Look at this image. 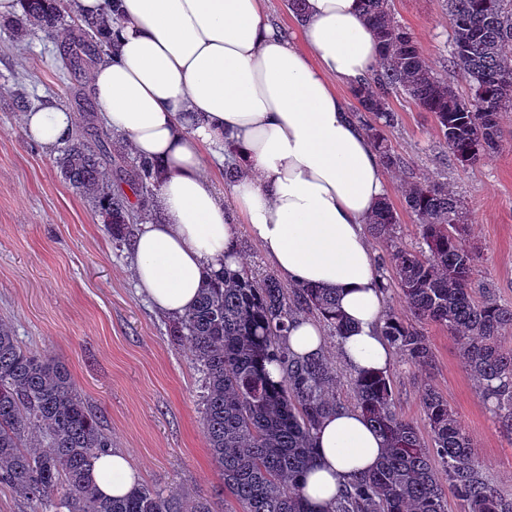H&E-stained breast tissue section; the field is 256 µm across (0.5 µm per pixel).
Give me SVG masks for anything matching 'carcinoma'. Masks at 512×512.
Wrapping results in <instances>:
<instances>
[{
	"label": "carcinoma",
	"mask_w": 512,
	"mask_h": 512,
	"mask_svg": "<svg viewBox=\"0 0 512 512\" xmlns=\"http://www.w3.org/2000/svg\"><path fill=\"white\" fill-rule=\"evenodd\" d=\"M364 18L381 50L378 67L351 91L358 122L372 140L382 166L404 172L408 161L388 143L385 131L398 125L389 100L404 94L429 112L448 152L469 165L499 146V115L512 110V0H447L451 41L444 70L464 80L463 98L429 63L416 37L395 17L389 0H362ZM27 20L55 37L64 15L56 0H23ZM99 22L81 24L82 39L62 50L63 68L75 72L99 54ZM104 144L84 134L64 149L59 164L76 189L98 199L112 237L128 240L136 220L126 197L106 191ZM130 188L137 197L152 193L153 174L137 161ZM405 204L420 228V243L407 247L399 217L383 198L369 222L387 243L385 266L411 314L391 312L382 332L405 361L421 367L433 353L423 325L439 324L460 343L463 364L498 426L512 433V351L499 335L512 326V306L483 289L473 296L475 258L467 243L466 207L435 180H413ZM315 314L330 336L341 339L346 322L336 293L286 286L273 274L250 268L231 271L201 288L197 303L169 322V336L190 347L204 376L201 420L224 493L241 512H311L299 477L312 464L313 435L322 419L344 406L336 395V367L324 352L299 357L286 337L295 319ZM278 368L274 380L267 366ZM354 407L386 443L380 464L344 486L333 512H447L433 458L445 468L463 512H512L504 494L479 471L471 439L458 417L432 387L425 388L424 420L430 443L395 409L387 375L356 376ZM112 447L100 417L80 396L68 370L51 355L21 346L0 324V487L54 512H213L204 497L182 500L136 484L124 497L98 494L88 474L99 453Z\"/></svg>",
	"instance_id": "obj_1"
}]
</instances>
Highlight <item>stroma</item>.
<instances>
[{"mask_svg":"<svg viewBox=\"0 0 512 512\" xmlns=\"http://www.w3.org/2000/svg\"><path fill=\"white\" fill-rule=\"evenodd\" d=\"M400 23L434 67L448 39L445 0H391ZM56 40L34 24L16 31L0 20V321L22 346L45 351L74 378L97 411L112 446L164 493L210 498L215 512H238L225 495L201 424L203 375L186 345L173 343L168 318L137 288L127 244L112 238L93 199L62 175L58 151L28 139L13 104L25 86L34 104L57 102L75 112L78 131L97 125L85 73L61 77ZM400 121L393 149L418 176L446 181L469 213L477 250L475 286L512 304V110L499 117V148L474 166L446 154L430 113L396 95ZM430 367L395 357L387 376L398 412L428 433L422 394L433 386L474 442L480 470L512 493V434L465 370L460 346L445 327L425 325Z\"/></svg>","mask_w":512,"mask_h":512,"instance_id":"stroma-1","label":"stroma"}]
</instances>
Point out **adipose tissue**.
Returning a JSON list of instances; mask_svg holds the SVG:
<instances>
[{"label":"adipose tissue","mask_w":512,"mask_h":512,"mask_svg":"<svg viewBox=\"0 0 512 512\" xmlns=\"http://www.w3.org/2000/svg\"><path fill=\"white\" fill-rule=\"evenodd\" d=\"M64 2L80 18L112 17L89 87L105 128L154 168V213L129 241L152 306L182 315L206 281L237 267L238 215L289 284L335 291L348 326L340 355L353 374L388 371L385 298L365 233L388 178L339 93L379 63L361 0H304L291 34L269 20L266 0ZM21 124L47 149L76 132L74 113L56 103L23 113ZM229 155L238 175L223 194L203 159ZM313 446L301 487L312 512H332L347 481L385 452L349 405L322 420ZM90 478L115 498L139 473L114 449Z\"/></svg>","instance_id":"1"}]
</instances>
